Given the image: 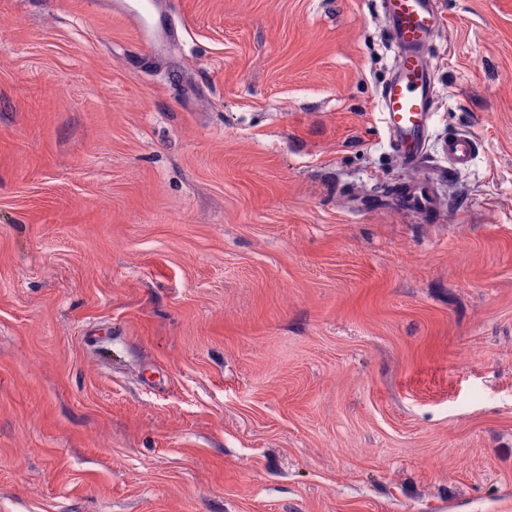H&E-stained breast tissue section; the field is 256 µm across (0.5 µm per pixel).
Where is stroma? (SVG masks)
Listing matches in <instances>:
<instances>
[{
    "instance_id": "1",
    "label": "stroma",
    "mask_w": 512,
    "mask_h": 512,
    "mask_svg": "<svg viewBox=\"0 0 512 512\" xmlns=\"http://www.w3.org/2000/svg\"><path fill=\"white\" fill-rule=\"evenodd\" d=\"M429 212L374 0H0V512H512V0H438Z\"/></svg>"
}]
</instances>
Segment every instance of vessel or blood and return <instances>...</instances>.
<instances>
[{
  "mask_svg": "<svg viewBox=\"0 0 512 512\" xmlns=\"http://www.w3.org/2000/svg\"><path fill=\"white\" fill-rule=\"evenodd\" d=\"M395 65L383 85L379 108L393 152L412 179L400 193L408 209L429 210L434 188L468 170L482 144L471 132H455L443 140L444 165L428 164L427 144L434 120L435 66L433 47L441 29L437 0H379Z\"/></svg>",
  "mask_w": 512,
  "mask_h": 512,
  "instance_id": "obj_1",
  "label": "vessel or blood"
}]
</instances>
